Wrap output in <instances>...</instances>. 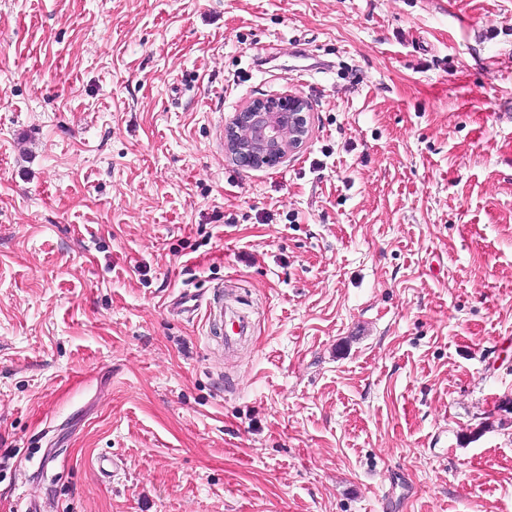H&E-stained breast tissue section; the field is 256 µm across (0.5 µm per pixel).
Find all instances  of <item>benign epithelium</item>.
Returning <instances> with one entry per match:
<instances>
[{
    "instance_id": "benign-epithelium-1",
    "label": "benign epithelium",
    "mask_w": 512,
    "mask_h": 512,
    "mask_svg": "<svg viewBox=\"0 0 512 512\" xmlns=\"http://www.w3.org/2000/svg\"><path fill=\"white\" fill-rule=\"evenodd\" d=\"M310 128L306 100L290 94L260 99L234 113L226 126L227 148L242 166L274 167L303 145Z\"/></svg>"
}]
</instances>
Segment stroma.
<instances>
[{
  "label": "stroma",
  "instance_id": "1",
  "mask_svg": "<svg viewBox=\"0 0 512 512\" xmlns=\"http://www.w3.org/2000/svg\"><path fill=\"white\" fill-rule=\"evenodd\" d=\"M284 93L307 142L232 161ZM217 287L232 357L166 308ZM32 498L512 512V0H0V512ZM310 114L307 101L298 96L284 94L257 100L230 119L225 135L227 148L242 166L274 167L306 141Z\"/></svg>",
  "mask_w": 512,
  "mask_h": 512
}]
</instances>
